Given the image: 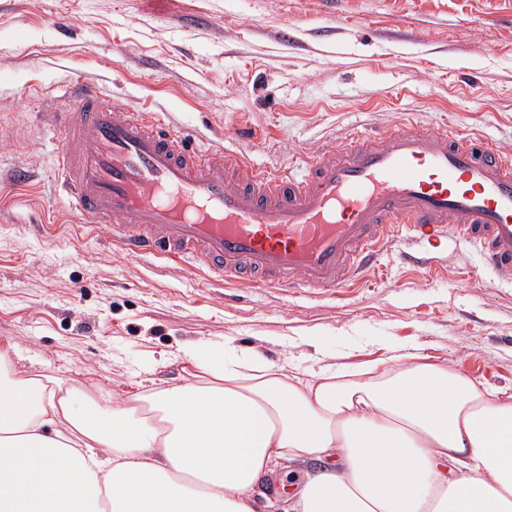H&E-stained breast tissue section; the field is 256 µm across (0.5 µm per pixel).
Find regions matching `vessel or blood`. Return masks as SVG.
Here are the masks:
<instances>
[{"label":"vessel or blood","instance_id":"vessel-or-blood-1","mask_svg":"<svg viewBox=\"0 0 512 512\" xmlns=\"http://www.w3.org/2000/svg\"><path fill=\"white\" fill-rule=\"evenodd\" d=\"M67 97L51 115L60 202L127 253L166 257L211 282L324 291L373 267L391 239L431 245L450 234L512 279V153L494 143L405 120L354 131L302 171L264 170L116 111L82 80Z\"/></svg>","mask_w":512,"mask_h":512}]
</instances>
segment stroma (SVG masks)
<instances>
[{
	"label": "stroma",
	"mask_w": 512,
	"mask_h": 512,
	"mask_svg": "<svg viewBox=\"0 0 512 512\" xmlns=\"http://www.w3.org/2000/svg\"><path fill=\"white\" fill-rule=\"evenodd\" d=\"M76 77L261 168L406 118L512 151V0H0V350L14 371L125 400L183 383L187 351L221 341L292 373L358 376L401 355L512 394V283L453 238L385 245L346 288L285 292L213 284L78 225L43 119Z\"/></svg>",
	"instance_id": "stroma-1"
}]
</instances>
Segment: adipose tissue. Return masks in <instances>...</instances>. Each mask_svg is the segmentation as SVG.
Returning a JSON list of instances; mask_svg holds the SVG:
<instances>
[{"label":"adipose tissue","instance_id":"1","mask_svg":"<svg viewBox=\"0 0 512 512\" xmlns=\"http://www.w3.org/2000/svg\"><path fill=\"white\" fill-rule=\"evenodd\" d=\"M182 384L90 400L0 382V512H253L280 461L294 512H512V401L431 363L308 378L225 344Z\"/></svg>","mask_w":512,"mask_h":512}]
</instances>
